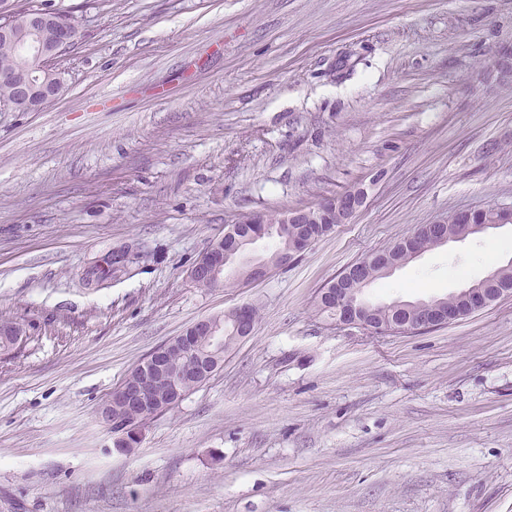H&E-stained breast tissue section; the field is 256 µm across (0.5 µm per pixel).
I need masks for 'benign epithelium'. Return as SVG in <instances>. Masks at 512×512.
<instances>
[{
	"label": "benign epithelium",
	"instance_id": "obj_1",
	"mask_svg": "<svg viewBox=\"0 0 512 512\" xmlns=\"http://www.w3.org/2000/svg\"><path fill=\"white\" fill-rule=\"evenodd\" d=\"M13 0H0V37L11 40L15 35ZM25 27L28 39L22 46L23 55L33 61V66L26 74H21L12 60L0 62V82L8 81L14 85L16 104H5L3 108L10 112H38L54 101L64 87L63 80L51 85L44 71L51 68L54 60L61 56L73 39V33L66 22L51 13L32 11L26 15ZM368 196L367 189L358 188L334 196H329L313 206L285 212L284 223L277 228V235L291 241V247L282 258L280 265L274 266L266 260L255 257V246L271 237L272 230L265 224L262 211L245 215L242 224L250 225L245 232L229 228L226 234L237 242L233 249L221 248L222 239L214 240L205 251L206 260L195 264L190 269V277L209 281L215 287L224 286V272L232 267L244 268L251 273L250 281L265 279L274 270L285 268L300 256L316 238L299 232L295 224L306 218L327 224L335 218L341 223H348L356 215ZM488 210L495 214L494 222L476 226L470 223L472 210H458L454 213L456 220L455 234L446 235L442 244L450 241L460 242L490 229H498L512 224V206H490ZM496 282L494 274L479 280L476 286L462 288L459 295L467 299V310H445L440 300L393 301L386 307L395 311L394 318L387 323L377 324L364 314L365 303L362 297L351 299L347 288L336 289V325L341 328L367 330L376 335H411L420 331L432 330L446 326L489 307L493 302L505 296H512L509 288H493ZM254 331V324L249 315V307L234 308L220 317H211L197 321L189 327L182 337L188 339L191 349L198 356L194 365H173L168 362L167 350L173 341L159 346L141 360L139 377L129 383L123 382L99 406V422L109 431L119 436L131 437L138 441L142 438L144 424L156 410V392L160 385L171 386L177 394L176 402H181L184 395L180 387L190 377L202 376L209 379L213 371L206 368L205 358L208 348H221L224 336L232 333L240 341L249 337Z\"/></svg>",
	"mask_w": 512,
	"mask_h": 512
}]
</instances>
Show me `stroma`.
Listing matches in <instances>:
<instances>
[{
    "instance_id": "obj_1",
    "label": "stroma",
    "mask_w": 512,
    "mask_h": 512,
    "mask_svg": "<svg viewBox=\"0 0 512 512\" xmlns=\"http://www.w3.org/2000/svg\"><path fill=\"white\" fill-rule=\"evenodd\" d=\"M62 96L0 112V512H512V297L415 335L337 327L327 282L422 224L512 203V0H42ZM366 187L288 267L199 288L225 225ZM142 260L94 288L112 250ZM512 260V225L426 252L374 300ZM252 335L117 452L98 406L196 321Z\"/></svg>"
}]
</instances>
